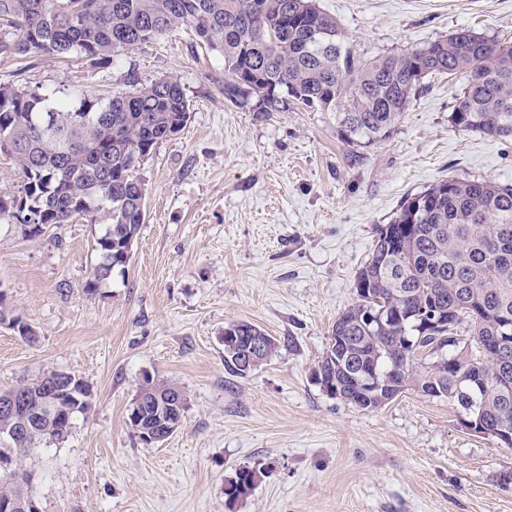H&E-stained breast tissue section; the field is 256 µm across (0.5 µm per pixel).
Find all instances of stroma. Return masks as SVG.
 <instances>
[{
  "label": "stroma",
  "mask_w": 512,
  "mask_h": 512,
  "mask_svg": "<svg viewBox=\"0 0 512 512\" xmlns=\"http://www.w3.org/2000/svg\"><path fill=\"white\" fill-rule=\"evenodd\" d=\"M319 3L365 58L460 28L512 42V0ZM162 77L191 117L140 172L147 219L124 273L86 289L101 225L78 217L28 238L0 215V392L49 369L92 389L68 436L24 461L40 512H512V448L463 429L448 399L409 387L365 411L311 377L379 227L451 177L512 184V140L455 129L463 83L434 74L388 139L345 143L333 113L226 99L223 59L187 25L108 65L0 58V83L93 98ZM242 321L280 348L239 378L224 328ZM149 376L186 394L159 445L128 421ZM242 467L262 475L231 505L224 486Z\"/></svg>",
  "instance_id": "1"
}]
</instances>
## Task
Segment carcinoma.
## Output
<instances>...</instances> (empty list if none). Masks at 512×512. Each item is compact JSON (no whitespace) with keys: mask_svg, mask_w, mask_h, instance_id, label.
Returning <instances> with one entry per match:
<instances>
[{"mask_svg":"<svg viewBox=\"0 0 512 512\" xmlns=\"http://www.w3.org/2000/svg\"><path fill=\"white\" fill-rule=\"evenodd\" d=\"M181 24L224 59V96H254L256 112L277 111L291 97L336 113L344 141L369 146L389 138L426 77L448 74L464 80L452 125L512 138V45L460 28L418 49L363 60L317 0H0V56L39 51L106 65ZM189 118L190 102L171 77L107 99L0 83V153L22 177L17 196L0 198V214L30 237V224H67L77 216L102 225L86 284L97 289L124 269L129 256L121 241L137 237L145 222L141 163ZM355 290L312 371L316 384L366 411L414 386L452 400L487 431L512 428V185L450 178L409 196L380 228ZM464 323L467 340L458 338ZM232 326L263 337L265 353L252 365L242 351L224 349L231 374L245 377L276 355V338L247 322ZM427 349L437 360L415 365ZM365 375L368 396L356 389ZM62 378L51 370L0 394V402L22 395L44 413L38 430L0 448L7 464L0 468V505L25 496L30 476L20 465L31 451L64 439L90 406L89 384L74 375L75 391L40 406L45 389ZM179 399L185 395L177 383L145 379L128 415L142 443L160 433ZM261 474L239 469L225 484L226 500L247 496Z\"/></svg>","mask_w":512,"mask_h":512,"instance_id":"cac0c4a2","label":"carcinoma"}]
</instances>
